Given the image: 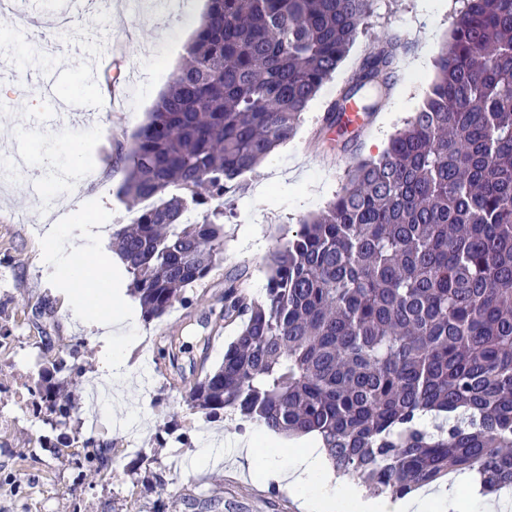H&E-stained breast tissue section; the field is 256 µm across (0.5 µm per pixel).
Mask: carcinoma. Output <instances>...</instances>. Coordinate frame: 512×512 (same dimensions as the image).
Returning a JSON list of instances; mask_svg holds the SVG:
<instances>
[{"instance_id":"1","label":"carcinoma","mask_w":512,"mask_h":512,"mask_svg":"<svg viewBox=\"0 0 512 512\" xmlns=\"http://www.w3.org/2000/svg\"><path fill=\"white\" fill-rule=\"evenodd\" d=\"M436 75L405 126L361 157L325 210L267 257L265 293L231 285L239 323L216 369L174 380L189 410L237 415L288 438L314 433L338 474L407 495L453 470L512 487V0H456ZM371 0H208L115 172L141 208L112 231L143 318H162L223 260L224 196L240 191L336 72ZM404 42L369 49L326 126L365 119L392 90ZM43 373L45 409L77 407ZM96 478L107 450L56 438Z\"/></svg>"}]
</instances>
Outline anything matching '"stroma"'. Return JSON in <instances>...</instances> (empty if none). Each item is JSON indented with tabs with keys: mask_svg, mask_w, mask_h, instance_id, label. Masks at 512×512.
Listing matches in <instances>:
<instances>
[{
	"mask_svg": "<svg viewBox=\"0 0 512 512\" xmlns=\"http://www.w3.org/2000/svg\"><path fill=\"white\" fill-rule=\"evenodd\" d=\"M184 0H55L53 9L31 11L13 0V14L28 16L27 27L0 23V159L23 157L8 177L0 176V336L16 337L0 350V370L31 349H48L63 363L58 379L73 384L78 406L88 407L91 386L101 384L102 345L95 326L72 318L67 294L84 298L93 318L107 316L96 294L129 285L112 250V224L129 207L117 194L119 177L98 187L87 171L102 176L112 146L129 142L166 89L195 35ZM453 4L425 16L421 0H372L367 34L358 36L332 79L309 103L295 134L244 178L224 225V260L201 286L189 289V304H175L161 319L139 321L136 332L112 327V346L130 348L122 379L112 383V410L92 432L111 446L112 478H80L72 469L46 462L39 441L56 438L46 417H28L0 436V512H300L287 489L250 471L235 456L234 443L260 433L259 425L234 415L208 426L210 455L188 437L199 416L183 406L169 378L192 376L199 360L215 368L238 333L221 324L215 296L238 268L249 271L247 294L265 292L266 258L296 231L301 220L321 212L339 192L357 155L337 140L323 117L358 67L372 42L387 31L408 43L396 66V86L376 118L370 144L361 154L381 152L419 106L434 78V60L453 21ZM123 59L128 80L117 89L112 111H97L100 82L86 72L91 44ZM86 149L80 168H70L72 146ZM80 205L86 222L103 231L90 252L80 255L88 275L67 270L49 278L39 223H52L63 198ZM179 336L177 361L161 359V334ZM135 423L141 451L124 456V426Z\"/></svg>",
	"mask_w": 512,
	"mask_h": 512,
	"instance_id": "obj_1",
	"label": "stroma"
}]
</instances>
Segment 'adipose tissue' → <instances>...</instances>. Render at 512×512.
Segmentation results:
<instances>
[{
	"instance_id": "adipose-tissue-1",
	"label": "adipose tissue",
	"mask_w": 512,
	"mask_h": 512,
	"mask_svg": "<svg viewBox=\"0 0 512 512\" xmlns=\"http://www.w3.org/2000/svg\"><path fill=\"white\" fill-rule=\"evenodd\" d=\"M42 231L47 246L45 262L53 269L74 270V259L95 240L92 228L72 235L67 224H46ZM297 449L283 456L277 442L268 441L264 457H257L254 440L237 446L239 457L258 464L265 478L293 492L303 512H512V490L495 493L484 489L480 477L461 472L449 477L447 485L435 492L410 493L393 499L369 496L360 486L334 477L318 439L297 438Z\"/></svg>"
}]
</instances>
